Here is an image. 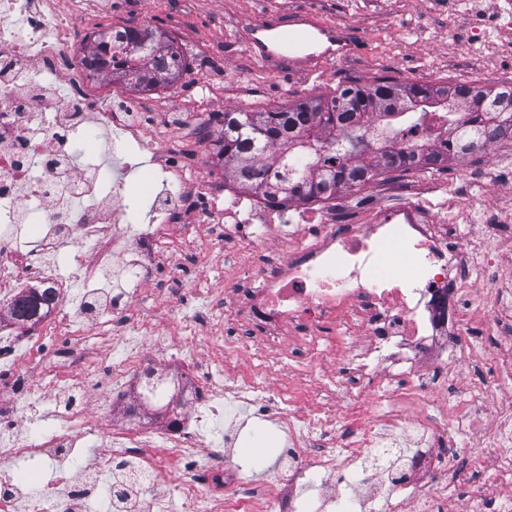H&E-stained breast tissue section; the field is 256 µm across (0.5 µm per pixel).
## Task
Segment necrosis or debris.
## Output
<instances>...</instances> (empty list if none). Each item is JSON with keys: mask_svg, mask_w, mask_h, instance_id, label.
Masks as SVG:
<instances>
[{"mask_svg": "<svg viewBox=\"0 0 512 512\" xmlns=\"http://www.w3.org/2000/svg\"><path fill=\"white\" fill-rule=\"evenodd\" d=\"M86 19L56 0H0V512H83L107 486L117 512H169L162 488L168 471L182 473L176 491L183 512H404L429 494L430 479L464 481L461 467L439 464V447L476 424L493 399L491 381L468 389L467 409L437 396L432 377L448 375L444 352L481 360L467 312L481 305L482 322H512L496 274L476 292L475 262L512 252V223L489 202L474 208L484 230L459 242L448 205L417 197L392 181L369 192L371 217H348L339 198L316 204L274 203L213 180L205 167L187 174L176 148L154 145L151 106L113 93L97 79L78 45ZM140 159L154 179L148 223L131 220L129 176ZM72 202L59 205L62 192ZM39 221L36 235L27 225ZM211 224L234 245L269 242L265 267L242 253L224 263V306L234 335L223 338L183 314L179 345L166 374L147 362L133 316L149 325L153 309L137 310L140 288L155 283V245L191 224ZM97 250L88 263L83 244ZM51 290L46 317L20 325L9 307L22 292ZM350 336L336 375L353 377L352 406L370 407L354 426H334L325 404L292 412V399L273 382L293 354L310 359L324 329ZM118 347L111 384L134 396L183 393L178 414L153 422L135 416L102 431L105 451L72 471L85 434L91 373L90 340ZM220 346L225 366L264 351L266 377L214 371L202 350ZM66 395L47 414L56 427L40 437L17 425L19 398ZM244 422L273 423L283 447L272 488L242 481L220 448H206L202 424L223 406ZM36 459L55 468L31 495L9 466Z\"/></svg>", "mask_w": 512, "mask_h": 512, "instance_id": "necrosis-or-debris-1", "label": "necrosis or debris"}]
</instances>
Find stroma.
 I'll list each match as a JSON object with an SVG mask.
<instances>
[{"mask_svg":"<svg viewBox=\"0 0 512 512\" xmlns=\"http://www.w3.org/2000/svg\"><path fill=\"white\" fill-rule=\"evenodd\" d=\"M504 0H471L457 6L449 0H195L193 8H183L180 0H61L65 9L95 16L94 29L122 26L141 17L148 18L178 44L187 68L180 80L179 97L166 102L155 124L161 132L190 125L197 114L220 119L226 106L238 103L244 109L265 112L305 98L333 95L336 88L352 82L372 83L375 78L439 84L466 80L492 86L496 77L512 65V30L480 27V20L496 16ZM315 10L328 24L347 28L360 49L348 62L325 60L312 77H289L271 71L249 54L244 37L249 23L269 14L289 16ZM423 190L431 195L452 193L456 213L453 222L460 239L481 231L480 224L466 210L477 199L492 201L500 216L512 215V189L496 187L490 181L460 182L456 167L413 171ZM170 263L183 283L195 284L212 293L224 286V248L210 231L193 233L171 241L165 247ZM181 314L178 304L157 314V330L144 333L142 342L149 358L163 359L176 346ZM498 329L476 325L473 340L485 354L482 363L462 369L455 378L454 391L490 375L489 363L504 341ZM341 352L327 347L319 360L301 366L297 358L288 360V377L301 378L309 389L330 382V369ZM263 437L262 452L249 455L242 447L226 454L241 465L251 478L270 481L278 458L281 438L272 425L257 424ZM456 458L469 473L465 485L449 483L437 488L417 512H471L472 487L493 485L496 471L482 461L475 448V435H456Z\"/></svg>","mask_w":512,"mask_h":512,"instance_id":"obj_1","label":"stroma"}]
</instances>
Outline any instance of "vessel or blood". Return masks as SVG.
Returning <instances> with one entry per match:
<instances>
[{"label":"vessel or blood","instance_id":"1","mask_svg":"<svg viewBox=\"0 0 512 512\" xmlns=\"http://www.w3.org/2000/svg\"><path fill=\"white\" fill-rule=\"evenodd\" d=\"M315 39L326 43L330 55L348 60L358 51V43L339 26L323 23L311 10L295 13L283 19L268 15L250 27L247 38L249 53L270 69L287 68L289 73L315 74L322 59L320 53L292 51L293 42Z\"/></svg>","mask_w":512,"mask_h":512}]
</instances>
